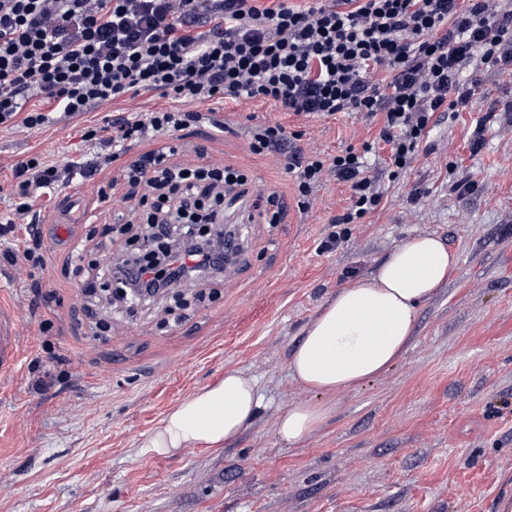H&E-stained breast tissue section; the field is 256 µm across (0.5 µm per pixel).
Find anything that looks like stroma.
Instances as JSON below:
<instances>
[{
	"label": "stroma",
	"instance_id": "35a3bbf8",
	"mask_svg": "<svg viewBox=\"0 0 512 512\" xmlns=\"http://www.w3.org/2000/svg\"><path fill=\"white\" fill-rule=\"evenodd\" d=\"M472 105L441 115L411 167L391 176L388 152H368L383 193L358 224H334L348 207L344 183L327 178L306 213L279 161L248 149L249 129L269 120L302 131L300 147L323 157L375 142L381 117L343 112L296 117L272 104L202 105L229 127L201 121L170 138L176 159L246 168L262 192L281 196L280 223L258 224L250 202L227 209L243 251L223 284L202 278L181 302L113 309L94 295L82 265L103 252L47 247L40 264H14L21 228L0 225V300L21 312L18 373L0 380V512H505L512 504V78L472 60ZM154 93L58 117L29 129L0 126V216L17 198L12 168L43 155H87L92 125L164 105ZM483 143L471 151L475 127ZM477 189L459 194L456 183ZM103 176L76 205L91 220L77 240L110 243L119 210ZM335 249L321 251L331 234ZM431 234L456 258L447 281L418 311L413 338L377 378L325 396L333 411L289 444L275 422L312 400L289 359L305 327L352 280L375 273L405 239ZM237 370L261 405L219 450L170 456L147 437L180 401Z\"/></svg>",
	"mask_w": 512,
	"mask_h": 512
}]
</instances>
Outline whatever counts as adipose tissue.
I'll return each mask as SVG.
<instances>
[{
    "label": "adipose tissue",
    "mask_w": 512,
    "mask_h": 512,
    "mask_svg": "<svg viewBox=\"0 0 512 512\" xmlns=\"http://www.w3.org/2000/svg\"><path fill=\"white\" fill-rule=\"evenodd\" d=\"M455 259L441 240H405L367 279L341 288L322 307L295 348L289 367L305 390L316 394L277 421L287 443L310 436L331 409L319 395L357 386L389 369L407 348L418 310L448 278ZM260 405L253 380L237 371L172 408L145 442L167 456L184 448L220 449L253 421Z\"/></svg>",
    "instance_id": "1"
}]
</instances>
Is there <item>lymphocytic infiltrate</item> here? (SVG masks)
<instances>
[{"instance_id": "f902f5d3", "label": "lymphocytic infiltrate", "mask_w": 512, "mask_h": 512, "mask_svg": "<svg viewBox=\"0 0 512 512\" xmlns=\"http://www.w3.org/2000/svg\"><path fill=\"white\" fill-rule=\"evenodd\" d=\"M512 75V9L501 0H291L258 9L249 0H0V125L50 123L51 112H93L127 94L158 92L171 106L84 131L91 157L61 165L36 155L12 173L19 201L8 223L39 216L42 196L75 179L119 170L130 241L170 236L177 224H210L209 237L176 240L161 263L136 253L113 259L132 285L161 284L170 273H220L224 201L253 192L248 170L173 159L165 137L202 118L197 107L262 100L297 117L340 112L381 116L378 140L390 165L406 170L440 112L466 108L475 83L461 79L472 58ZM384 79H377V72ZM300 132L256 125L249 150L284 158L299 210L325 176L348 185L355 224L382 195L354 149L331 159L304 153ZM134 159H127L131 147Z\"/></svg>"}]
</instances>
